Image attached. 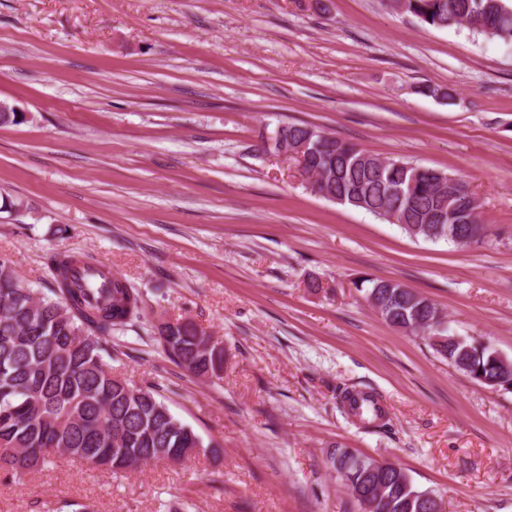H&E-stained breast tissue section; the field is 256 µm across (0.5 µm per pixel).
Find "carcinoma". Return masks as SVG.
<instances>
[{
    "instance_id": "cac0c4a2",
    "label": "carcinoma",
    "mask_w": 512,
    "mask_h": 512,
    "mask_svg": "<svg viewBox=\"0 0 512 512\" xmlns=\"http://www.w3.org/2000/svg\"><path fill=\"white\" fill-rule=\"evenodd\" d=\"M407 13L439 29L459 28L471 17L480 23L475 32L512 41L509 0H408ZM319 131L288 124L279 134L290 142L320 143L308 166L324 171L328 191L344 204L384 221L395 214L401 223L423 228L443 198L451 223L467 218L474 234L483 232L475 217L463 215L465 198L449 194L434 173L401 159L380 169L375 155L338 138L322 142ZM51 267L55 288L39 295L0 263V449L7 452L0 463L21 475L55 455L113 472L131 470L141 458H190L203 447L201 438L171 413L157 390L132 388L103 360V341L142 319L141 292L112 267L85 256L60 253ZM357 290L367 298L377 294L383 320L395 327L438 311L428 297L402 289L398 281L364 279ZM153 334L172 361L191 364L198 378L224 368V348L208 345V334L192 320L161 322ZM431 346L453 367L462 362L468 373L483 374L484 385L512 387V374L503 375L489 347L472 341L452 347L446 335ZM342 402L364 423L386 418L378 407L365 415L364 406L373 403L367 391H346ZM116 427L123 429L118 442L112 440ZM377 487L387 499L386 512H428L427 491L406 472Z\"/></svg>"
}]
</instances>
